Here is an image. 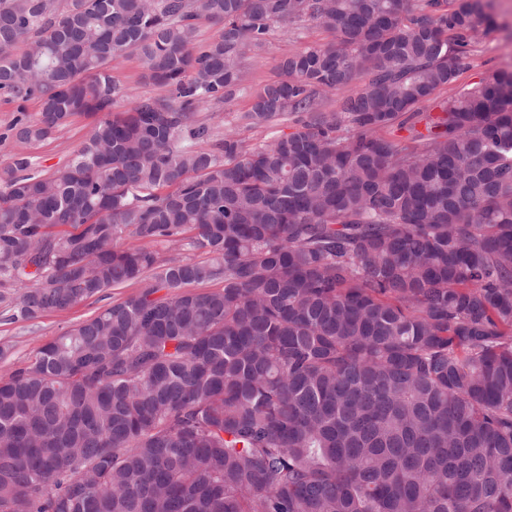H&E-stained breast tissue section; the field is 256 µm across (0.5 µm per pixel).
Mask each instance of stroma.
<instances>
[{"label":"stroma","mask_w":512,"mask_h":512,"mask_svg":"<svg viewBox=\"0 0 512 512\" xmlns=\"http://www.w3.org/2000/svg\"><path fill=\"white\" fill-rule=\"evenodd\" d=\"M495 29L487 34L477 33L474 42L462 61L454 85L438 91L434 99L421 105L422 111H435L438 101L453 95L457 88L479 80L487 71L512 67V0H492ZM326 33L315 23H305L294 33L273 32L267 46L251 55L250 86L248 92L234 97L218 107L201 108L198 119L210 125L216 133L233 128L240 136L256 139L264 137V129L249 128L243 116L251 109L253 89L276 79L279 59L308 44L324 42ZM40 110L38 98L18 100L0 96V168L11 164L16 155L28 154L38 162L42 173H51L67 163L73 150L84 139L93 120L82 115L36 146L17 143L10 128L16 119L35 120ZM127 289H111L103 297L82 303L66 312H47L33 322L14 321L0 311V375H6L24 366L44 344L52 341L73 326L97 315L112 301L126 297Z\"/></svg>","instance_id":"1"}]
</instances>
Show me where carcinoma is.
Returning a JSON list of instances; mask_svg holds the SVG:
<instances>
[{"mask_svg": "<svg viewBox=\"0 0 512 512\" xmlns=\"http://www.w3.org/2000/svg\"><path fill=\"white\" fill-rule=\"evenodd\" d=\"M306 21L331 39L245 115L292 131L214 137L197 111ZM494 24L491 0H0V91L40 101L14 138L96 117L52 173L0 168V308L138 288L0 376V512H512V68L419 109ZM132 55L168 96L116 112Z\"/></svg>", "mask_w": 512, "mask_h": 512, "instance_id": "carcinoma-1", "label": "carcinoma"}]
</instances>
